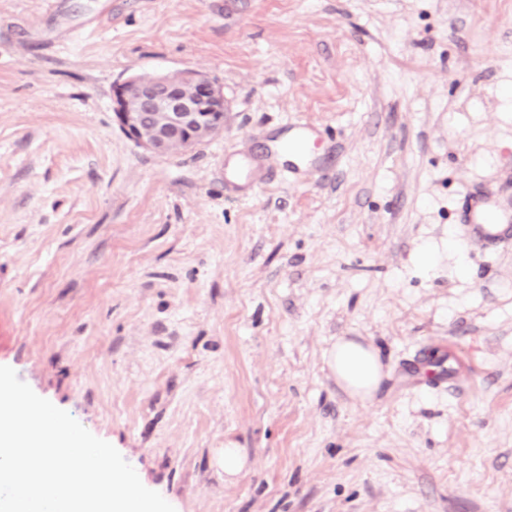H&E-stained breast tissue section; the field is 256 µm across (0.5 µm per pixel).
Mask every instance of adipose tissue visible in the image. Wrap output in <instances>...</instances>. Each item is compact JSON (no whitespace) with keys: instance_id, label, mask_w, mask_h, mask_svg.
I'll list each match as a JSON object with an SVG mask.
<instances>
[{"instance_id":"ef3b65f1","label":"adipose tissue","mask_w":512,"mask_h":512,"mask_svg":"<svg viewBox=\"0 0 512 512\" xmlns=\"http://www.w3.org/2000/svg\"><path fill=\"white\" fill-rule=\"evenodd\" d=\"M328 366L352 398L369 400L382 379V364L372 346L342 338L329 352Z\"/></svg>"}]
</instances>
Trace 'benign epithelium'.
Segmentation results:
<instances>
[{"instance_id":"7a95c632","label":"benign epithelium","mask_w":512,"mask_h":512,"mask_svg":"<svg viewBox=\"0 0 512 512\" xmlns=\"http://www.w3.org/2000/svg\"><path fill=\"white\" fill-rule=\"evenodd\" d=\"M112 111L129 139L166 156L223 132L226 105L214 80L186 71L115 84Z\"/></svg>"}]
</instances>
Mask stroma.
Returning a JSON list of instances; mask_svg holds the SVG:
<instances>
[{
    "mask_svg": "<svg viewBox=\"0 0 512 512\" xmlns=\"http://www.w3.org/2000/svg\"><path fill=\"white\" fill-rule=\"evenodd\" d=\"M47 2L0 0V365L175 512H512V246L460 229L512 196V0ZM183 71L224 131L159 156L112 87ZM297 121L320 172L225 190ZM264 157V153H253L241 155L231 164L225 163L224 183L243 193L260 188L266 184ZM328 366L341 386L352 398L369 400L382 379V364L371 345L340 338L329 352Z\"/></svg>",
    "mask_w": 512,
    "mask_h": 512,
    "instance_id": "1",
    "label": "stroma"
}]
</instances>
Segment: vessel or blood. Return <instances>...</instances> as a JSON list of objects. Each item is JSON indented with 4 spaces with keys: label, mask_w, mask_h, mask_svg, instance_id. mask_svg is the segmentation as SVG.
Listing matches in <instances>:
<instances>
[{
    "label": "vessel or blood",
    "mask_w": 512,
    "mask_h": 512,
    "mask_svg": "<svg viewBox=\"0 0 512 512\" xmlns=\"http://www.w3.org/2000/svg\"><path fill=\"white\" fill-rule=\"evenodd\" d=\"M316 140V130L309 123L302 122L289 128L278 146L280 154L289 159V174L296 176L318 168L313 150ZM224 182L244 193L263 186V154L242 155L233 163L225 164ZM464 233L469 245L478 250H492L512 244V199L489 195L474 198L465 215Z\"/></svg>",
    "instance_id": "1"
}]
</instances>
